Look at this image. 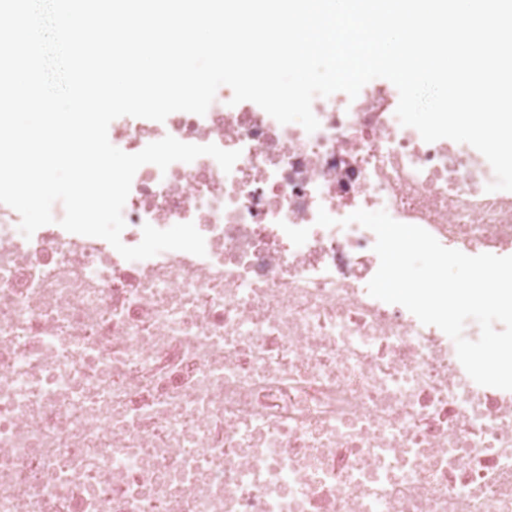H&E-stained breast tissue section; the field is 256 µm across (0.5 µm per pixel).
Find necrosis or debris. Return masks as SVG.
<instances>
[{"instance_id":"necrosis-or-debris-1","label":"necrosis or debris","mask_w":512,"mask_h":512,"mask_svg":"<svg viewBox=\"0 0 512 512\" xmlns=\"http://www.w3.org/2000/svg\"><path fill=\"white\" fill-rule=\"evenodd\" d=\"M397 90L315 97L309 133L261 107L134 117L239 151L135 173L142 227L191 222L206 254L125 260L59 221L24 237L0 204V512H512V391L371 297L385 210L468 255H512V191L468 146L425 142ZM334 218L317 225L319 211Z\"/></svg>"}]
</instances>
